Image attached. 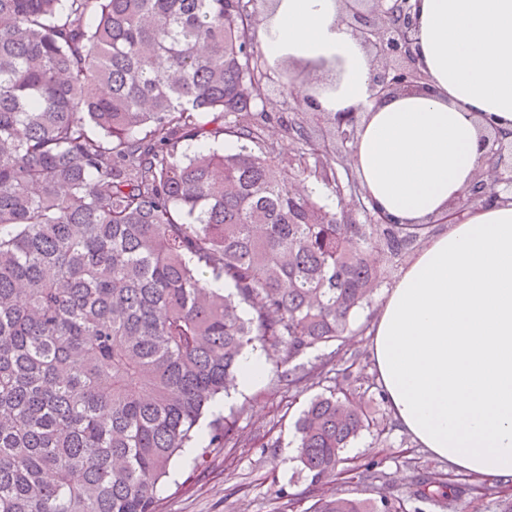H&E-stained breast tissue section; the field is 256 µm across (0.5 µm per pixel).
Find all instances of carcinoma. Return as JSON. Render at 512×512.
<instances>
[{
  "instance_id": "obj_1",
  "label": "carcinoma",
  "mask_w": 512,
  "mask_h": 512,
  "mask_svg": "<svg viewBox=\"0 0 512 512\" xmlns=\"http://www.w3.org/2000/svg\"><path fill=\"white\" fill-rule=\"evenodd\" d=\"M262 2L0 0V512H157L257 342L288 384L331 382L297 422L312 481L386 433L345 384L358 357L293 361L348 335L448 215L379 221L336 153L353 112L267 134ZM218 138L237 150L180 151ZM237 440L215 418L199 458ZM469 490L423 475L409 499ZM308 512L404 509L323 490Z\"/></svg>"
}]
</instances>
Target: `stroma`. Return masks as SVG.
<instances>
[{
  "instance_id": "1",
  "label": "stroma",
  "mask_w": 512,
  "mask_h": 512,
  "mask_svg": "<svg viewBox=\"0 0 512 512\" xmlns=\"http://www.w3.org/2000/svg\"><path fill=\"white\" fill-rule=\"evenodd\" d=\"M384 297L376 292L370 307L357 310L351 319L353 334L343 343L344 351L358 355L364 374L375 377L370 351L371 329ZM319 387L288 390L275 374L250 390L232 391L221 398L211 415L235 414L238 443L197 463L195 456L177 457L170 476L159 488V512H307L319 487L312 483L296 459L295 423ZM340 473L327 488L342 494L371 499H407L418 474L457 481L463 473L441 461L392 425L382 440L365 433L343 452ZM377 464V481L362 482L357 472ZM479 492L466 494L449 510L424 505L423 512H499L503 501L512 499V488L494 480L481 482ZM287 498H278V489Z\"/></svg>"
}]
</instances>
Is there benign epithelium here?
<instances>
[{"label":"benign epithelium","instance_id":"benign-epithelium-1","mask_svg":"<svg viewBox=\"0 0 512 512\" xmlns=\"http://www.w3.org/2000/svg\"><path fill=\"white\" fill-rule=\"evenodd\" d=\"M395 0H347L343 21L348 23L364 41L377 63L376 71L383 72L381 80L372 81L374 98L379 100L397 91L423 87L424 80H414L412 75L419 64L411 49L407 34L392 32L389 24ZM488 155L496 167L484 169L491 179L497 199L504 200L512 194V138L494 133L488 136Z\"/></svg>","mask_w":512,"mask_h":512}]
</instances>
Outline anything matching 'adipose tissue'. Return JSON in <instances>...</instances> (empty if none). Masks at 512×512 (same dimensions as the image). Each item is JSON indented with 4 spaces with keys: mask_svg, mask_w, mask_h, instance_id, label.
<instances>
[{
    "mask_svg": "<svg viewBox=\"0 0 512 512\" xmlns=\"http://www.w3.org/2000/svg\"><path fill=\"white\" fill-rule=\"evenodd\" d=\"M424 88L372 98L374 57L344 0H271L258 32L270 68L315 65L294 94L316 112L360 115L356 170L399 224L448 212L512 131V0H412ZM372 357L392 415L450 469L512 486V200L432 236L389 288Z\"/></svg>",
    "mask_w": 512,
    "mask_h": 512,
    "instance_id": "ef3b65f1",
    "label": "adipose tissue"
}]
</instances>
